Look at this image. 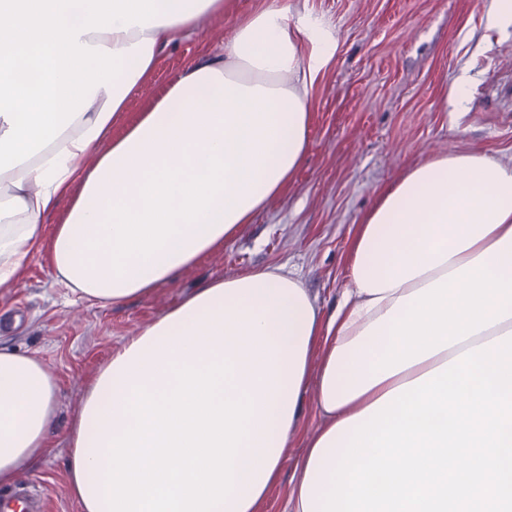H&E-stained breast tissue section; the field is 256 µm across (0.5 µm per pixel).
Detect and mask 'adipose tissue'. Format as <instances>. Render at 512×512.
<instances>
[{
  "instance_id": "1",
  "label": "adipose tissue",
  "mask_w": 512,
  "mask_h": 512,
  "mask_svg": "<svg viewBox=\"0 0 512 512\" xmlns=\"http://www.w3.org/2000/svg\"><path fill=\"white\" fill-rule=\"evenodd\" d=\"M223 14L0 0V288L42 252L82 300L149 297L287 186L334 51L288 0H261L112 132L160 51ZM348 280L327 316L280 267L205 280L127 338L69 427L79 512H262L311 385L322 424L289 512H512V166L408 171L358 225ZM57 391L0 347V484L48 448Z\"/></svg>"
}]
</instances>
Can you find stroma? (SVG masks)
<instances>
[{
	"instance_id": "35a3bbf8",
	"label": "stroma",
	"mask_w": 512,
	"mask_h": 512,
	"mask_svg": "<svg viewBox=\"0 0 512 512\" xmlns=\"http://www.w3.org/2000/svg\"><path fill=\"white\" fill-rule=\"evenodd\" d=\"M259 0H227L223 18L163 50L123 114L133 120L185 69L223 47L236 17ZM332 33L336 51L311 93L310 144L287 187L252 223L176 281L145 299L103 308L64 304L65 289L39 258L19 287L0 288V345L40 357L59 382L50 450L22 471L45 495L41 512H78L64 480L68 431L97 365L201 281L283 266L323 313L348 286L350 239L378 197L412 167L437 156L481 151L512 165V27L489 26V0H293ZM467 78L469 104L449 93ZM307 389L285 480L265 512H285L306 440L320 426Z\"/></svg>"
}]
</instances>
